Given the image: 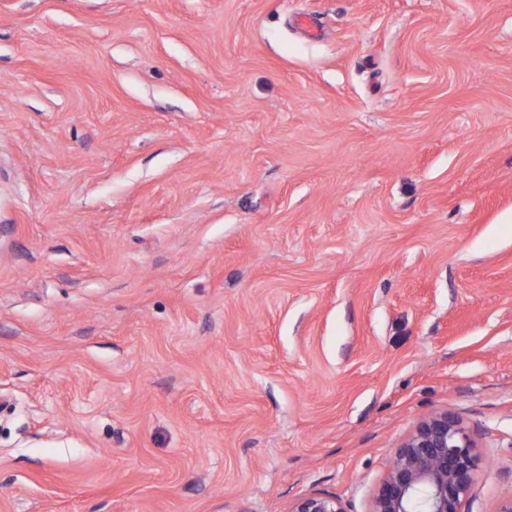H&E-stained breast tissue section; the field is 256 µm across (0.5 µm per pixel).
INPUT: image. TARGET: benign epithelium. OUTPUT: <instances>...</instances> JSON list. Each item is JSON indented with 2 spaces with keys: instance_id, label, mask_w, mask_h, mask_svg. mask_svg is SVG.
Here are the masks:
<instances>
[{
  "instance_id": "7a95c632",
  "label": "benign epithelium",
  "mask_w": 512,
  "mask_h": 512,
  "mask_svg": "<svg viewBox=\"0 0 512 512\" xmlns=\"http://www.w3.org/2000/svg\"><path fill=\"white\" fill-rule=\"evenodd\" d=\"M473 442L446 413L422 420L396 450L379 485L372 512H413L419 494L426 512H464L474 482ZM289 512H347L334 496L312 493L299 498Z\"/></svg>"
}]
</instances>
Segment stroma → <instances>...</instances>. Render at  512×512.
Here are the masks:
<instances>
[{
	"label": "stroma",
	"instance_id": "1",
	"mask_svg": "<svg viewBox=\"0 0 512 512\" xmlns=\"http://www.w3.org/2000/svg\"><path fill=\"white\" fill-rule=\"evenodd\" d=\"M434 413L496 512L512 0H0V512H371ZM289 512H347L336 496L312 493L299 498Z\"/></svg>",
	"mask_w": 512,
	"mask_h": 512
}]
</instances>
